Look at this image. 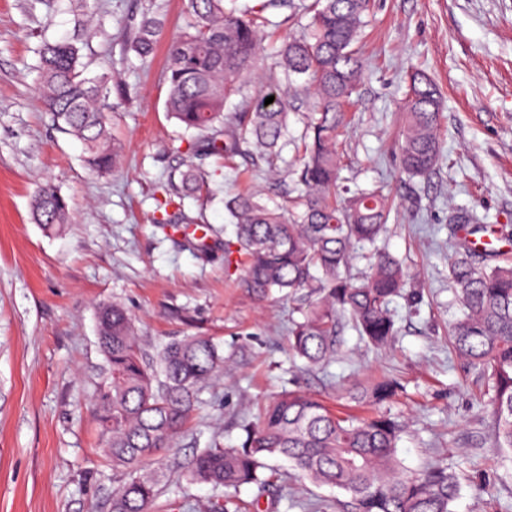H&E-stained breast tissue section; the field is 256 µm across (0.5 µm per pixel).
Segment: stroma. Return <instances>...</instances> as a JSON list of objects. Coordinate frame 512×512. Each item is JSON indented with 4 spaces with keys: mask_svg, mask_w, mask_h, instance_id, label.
<instances>
[{
    "mask_svg": "<svg viewBox=\"0 0 512 512\" xmlns=\"http://www.w3.org/2000/svg\"><path fill=\"white\" fill-rule=\"evenodd\" d=\"M183 0H0V512H110L126 472L113 468L94 416L93 396L106 375L95 311L118 302L147 350L185 336L212 337L224 352L247 346V363L209 384L173 448L150 464L160 475L150 512H201L231 499L241 512H303L305 502L346 512L348 496L289 475L295 504L246 485L199 484L186 476L196 452L238 447L244 425L282 390H299L335 410L357 412L353 386L397 378L390 406L407 429L398 443L404 466L439 462L455 471L454 512H512V451L497 448L484 381L451 348L460 314L448 280L450 240L460 209L483 223L512 226V0H371L359 49L367 62L340 139L343 183L383 187L391 202L376 246L412 277L417 302L392 305L398 333L383 350L366 346L350 324L340 328L327 372L302 370L289 353L296 316L285 299L257 301L227 267L235 227L225 196L264 187L279 175L286 188L298 158L301 114L288 109V143L275 170L247 157L217 174L205 198L167 199L195 134L165 112L166 50L182 25ZM160 19L152 58L126 46L143 14ZM79 40L90 74L122 84L107 111L123 146L119 168L89 171L82 148L53 122L40 98L36 50L41 39ZM425 71L443 97L440 160L429 178L399 173L402 79ZM52 182L72 205L61 232L45 234L31 217V197ZM164 216L168 228L153 219ZM204 225L203 251L185 247L186 220Z\"/></svg>",
    "mask_w": 512,
    "mask_h": 512,
    "instance_id": "1",
    "label": "stroma"
}]
</instances>
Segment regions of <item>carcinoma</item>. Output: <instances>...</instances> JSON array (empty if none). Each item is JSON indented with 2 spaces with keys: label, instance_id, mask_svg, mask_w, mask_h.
<instances>
[{
  "label": "carcinoma",
  "instance_id": "obj_1",
  "mask_svg": "<svg viewBox=\"0 0 512 512\" xmlns=\"http://www.w3.org/2000/svg\"><path fill=\"white\" fill-rule=\"evenodd\" d=\"M288 7L307 18L298 35L283 40L275 67L289 85L310 99L299 141L302 158L295 171L301 189L285 204L270 206L263 189L225 200L236 226L239 250L224 247L225 263L241 266L239 285L262 301L274 293L292 300L301 314L290 334L294 356L306 370H326L336 360L342 319L360 336L384 349L397 332L392 303L404 296L408 274L386 252L370 258V272L350 275L354 245L375 243L386 231L390 210L376 189L357 188L344 198L337 181L342 168L338 137L350 123L364 62L357 49L370 0H261L240 8L236 0H186L184 27L168 51L166 110L199 136L189 143L185 169L169 175L167 190L178 197L210 193L216 174L195 159L230 162L249 153L273 164L288 143V94L255 97L249 88L262 43L268 38L267 10ZM159 23L142 16L127 51L140 59L153 51ZM40 93L54 123L81 142L84 162L107 174L116 169L121 143L112 135L105 103L119 79L107 73L89 77L77 41H44L39 49ZM238 97L246 110L224 117V103ZM442 99L421 73L408 77L403 98L402 169L412 178L429 177L438 164L437 130ZM31 216L52 235L70 220L67 199L51 182L31 201ZM457 227L483 232L474 213L459 211ZM239 259L231 260L232 254ZM477 250L461 239L449 263V276L462 307L449 341L472 367L487 376L488 405L499 448L512 450V261L494 252L476 261ZM97 335L108 376L95 397V410L112 467L129 478L112 498V512H148L158 492L155 475L144 464L175 444L194 410L200 391L247 356L241 347L226 357L212 338L186 336L148 356L127 310L101 303ZM400 385L384 379L350 394L356 402L382 408ZM406 423L377 411L367 418L341 417L320 399L285 391L244 426L239 448H206L192 459L188 476L225 488L262 487L270 481L267 460L280 457L317 486L346 493L353 512H453L461 483L448 468L433 464L418 472L399 459Z\"/></svg>",
  "mask_w": 512,
  "mask_h": 512
}]
</instances>
